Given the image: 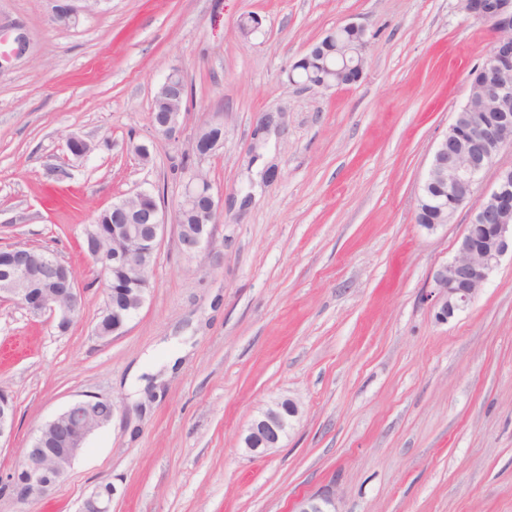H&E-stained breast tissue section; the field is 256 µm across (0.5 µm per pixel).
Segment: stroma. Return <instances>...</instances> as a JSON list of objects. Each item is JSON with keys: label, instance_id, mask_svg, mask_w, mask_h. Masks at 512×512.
<instances>
[{"label": "stroma", "instance_id": "1", "mask_svg": "<svg viewBox=\"0 0 512 512\" xmlns=\"http://www.w3.org/2000/svg\"><path fill=\"white\" fill-rule=\"evenodd\" d=\"M53 0H0L28 53L0 68V247L53 251L81 309L66 332L0 303V389L16 408L6 479L38 429L73 401L109 424L47 497L0 494V512H78L112 485V512H512V255L448 322L427 295L472 204L429 231L415 220L433 152L492 44L464 0H99L78 24ZM261 28L243 36L248 14ZM367 33L360 80L290 83L336 26ZM188 86L179 140L151 103L171 68ZM268 112L282 123L254 130ZM224 144L192 159L219 204L195 255L168 224L143 307L99 339L106 286L80 245L101 210L141 190L166 215L200 128ZM93 144L80 159L64 140ZM153 142L150 163L130 143ZM301 414L262 454L238 437L260 408ZM334 501L330 496L308 495L297 500L294 512H335Z\"/></svg>", "mask_w": 512, "mask_h": 512}]
</instances>
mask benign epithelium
<instances>
[{
	"label": "benign epithelium",
	"mask_w": 512,
	"mask_h": 512,
	"mask_svg": "<svg viewBox=\"0 0 512 512\" xmlns=\"http://www.w3.org/2000/svg\"><path fill=\"white\" fill-rule=\"evenodd\" d=\"M86 2L64 0L56 4L58 21L76 23L85 11ZM464 8L475 19L488 23L493 33L491 49L481 65L487 76L480 88L473 87L470 93L480 92L486 105L494 110V117L488 120L481 113L470 111L467 103L465 111L455 113L454 121L461 122L463 127L455 149L448 148L446 137L437 144L419 195V201L426 204L427 220L423 227L429 231L448 223V200L461 206L472 199L480 174L505 146L512 145V0H465ZM6 37L8 57L19 59L27 53L29 38L24 26L10 27ZM365 47V29L355 22L336 27L313 44L307 56L318 59L328 76L319 87L327 89L357 82L365 64ZM181 76V70H171L159 92L168 94L174 102L180 101L182 89L177 82ZM182 109L180 105L152 120L154 132L168 140H178ZM222 142L221 137L213 142L198 136L192 153L203 158ZM65 149L79 159L90 153L92 146L83 136L71 134L65 140ZM201 197L206 199V207L199 214L202 231L178 236L181 251L187 255L196 253L208 242L218 216L211 184L193 170L186 176L174 214L193 206ZM130 200L139 208V223L122 224L114 229L119 247L112 254V261L118 267L141 268L149 281L153 266L142 263L141 257L156 253L166 227L165 213L147 191H140L123 203ZM10 251V256L0 264V301L13 302L33 316L47 314L56 320L58 330L68 329L80 311V289L75 276L58 275L54 279L55 287L48 288V271H58L62 265L53 252L27 245H15ZM508 252L512 253V167L499 170L495 187L474 207L456 255L432 273L430 297L435 319L446 323L472 302ZM98 403L96 398L77 400L46 422L48 429L64 432L68 447L52 450L43 447V437L34 439L0 490L25 502L41 498L56 487L84 449L88 436L107 424L91 417ZM299 413V403L291 398L269 404L241 435L244 448L252 453H264L277 447ZM15 417L12 400L0 390V441L11 438ZM112 495V486L99 488L84 498L80 512H110ZM293 512H335L334 501L326 495L303 496L295 503Z\"/></svg>",
	"instance_id": "7a95c632"
}]
</instances>
